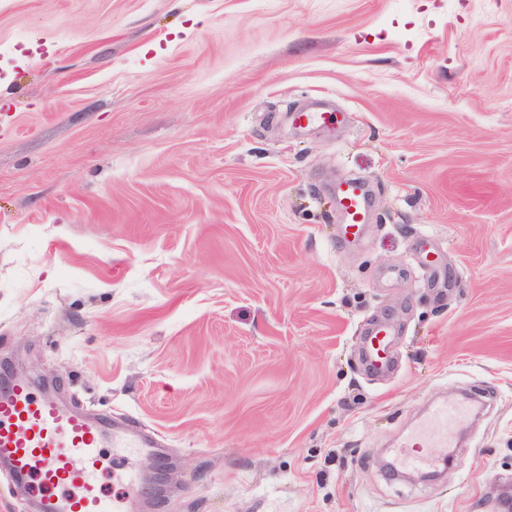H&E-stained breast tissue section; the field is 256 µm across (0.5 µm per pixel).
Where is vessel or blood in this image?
I'll return each mask as SVG.
<instances>
[{"mask_svg":"<svg viewBox=\"0 0 512 512\" xmlns=\"http://www.w3.org/2000/svg\"><path fill=\"white\" fill-rule=\"evenodd\" d=\"M345 217L342 239L360 238L370 207L364 185L356 180L336 188ZM369 360L379 371L389 361V332L375 330L369 342ZM466 411L452 402L437 403L429 422L415 435L421 452L406 451L405 465L428 461L427 449L447 441L449 426L462 421ZM132 448L142 440L114 427L104 416L75 412L52 398L36 397L26 381L19 380L0 395V458L9 462L16 477L29 480L33 493L42 495L45 512H122L118 501L106 496L99 484L104 442Z\"/></svg>","mask_w":512,"mask_h":512,"instance_id":"obj_1","label":"vessel or blood"}]
</instances>
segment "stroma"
I'll return each instance as SVG.
<instances>
[{
	"label": "stroma",
	"instance_id": "1",
	"mask_svg": "<svg viewBox=\"0 0 512 512\" xmlns=\"http://www.w3.org/2000/svg\"><path fill=\"white\" fill-rule=\"evenodd\" d=\"M0 68V366L159 441L154 512H497L512 0H0ZM465 389L441 480L389 477ZM150 456L104 449L107 492ZM336 196L345 217V223L342 224V240L356 241L362 235L370 207L367 191L361 182L351 180L337 186ZM368 352L371 365L378 371H384L389 361V332L385 326L371 334Z\"/></svg>",
	"mask_w": 512,
	"mask_h": 512
}]
</instances>
